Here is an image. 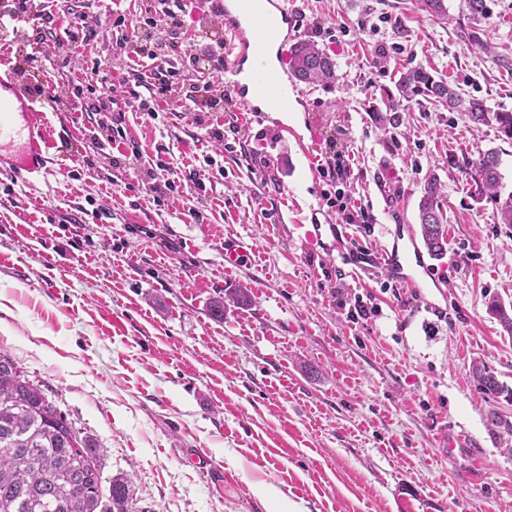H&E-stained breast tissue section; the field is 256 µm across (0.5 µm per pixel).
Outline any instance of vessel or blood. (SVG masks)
I'll list each match as a JSON object with an SVG mask.
<instances>
[{"instance_id":"obj_1","label":"vessel or blood","mask_w":512,"mask_h":512,"mask_svg":"<svg viewBox=\"0 0 512 512\" xmlns=\"http://www.w3.org/2000/svg\"><path fill=\"white\" fill-rule=\"evenodd\" d=\"M226 0L220 15L231 40L227 92L239 106L237 119L264 117L266 112H289L288 85L292 81L286 47L299 30V20L288 0ZM277 56L270 67L269 56ZM27 88L19 77H0V163L10 166L15 177L31 182L47 173L58 141L46 115L28 104ZM427 251L414 234H398L384 247L379 264L387 277L412 291H421L422 271L428 270Z\"/></svg>"}]
</instances>
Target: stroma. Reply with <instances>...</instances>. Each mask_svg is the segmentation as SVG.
Here are the masks:
<instances>
[{"mask_svg":"<svg viewBox=\"0 0 512 512\" xmlns=\"http://www.w3.org/2000/svg\"><path fill=\"white\" fill-rule=\"evenodd\" d=\"M288 2L337 78L299 84L283 136L231 120L232 101L99 128L75 86L98 62L124 97L114 23L137 25L144 2L35 0L58 37L36 103L65 144L47 179L0 175V355L99 444L104 480L130 478V512H512V447L489 421L512 423V336L487 311L512 303V226L462 166L498 149L511 192L512 144L420 96L392 124L383 102L422 67L512 111V0L483 16L445 0L441 19L418 0ZM79 6L97 33L85 47L65 33ZM337 152L352 173L333 182L320 166ZM160 162L175 189L157 200L143 174ZM433 178L448 246L419 295L361 258L416 227ZM337 197L366 224L344 223ZM234 240L249 251L228 268ZM235 288L249 304L213 318ZM359 298L372 312L354 321ZM477 362L504 393L477 387Z\"/></svg>","mask_w":512,"mask_h":512,"instance_id":"1","label":"stroma"}]
</instances>
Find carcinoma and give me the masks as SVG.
<instances>
[{"mask_svg":"<svg viewBox=\"0 0 512 512\" xmlns=\"http://www.w3.org/2000/svg\"><path fill=\"white\" fill-rule=\"evenodd\" d=\"M296 80L326 84L336 79V62L310 41H298L288 50ZM400 97L416 95L448 104L475 126L494 125L503 141H512V112H492L475 98L468 101L423 68L407 69L397 82ZM466 165L475 171L479 192L493 199L503 224L512 225V192L502 196L500 153L490 150ZM441 184L433 178L424 187L418 204L421 241L429 255L446 254L448 228L440 198ZM249 302L236 291L227 302L216 301L211 314L224 317L227 306ZM504 330L512 335V304L494 299L488 306ZM473 377L485 391L498 394L503 385L485 366H476ZM100 448L78 433L45 397L40 387L21 375L16 363L0 356V512H129L131 482L114 477L109 485L112 506L102 504L98 477Z\"/></svg>","mask_w":512,"mask_h":512,"instance_id":"obj_1","label":"carcinoma"}]
</instances>
